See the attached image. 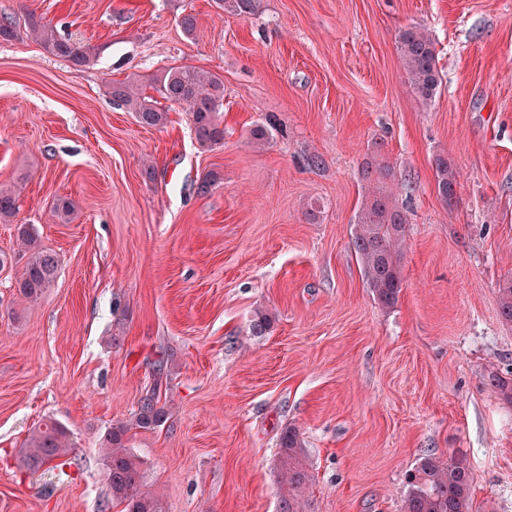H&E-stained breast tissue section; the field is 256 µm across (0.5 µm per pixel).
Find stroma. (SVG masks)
Listing matches in <instances>:
<instances>
[{"mask_svg":"<svg viewBox=\"0 0 512 512\" xmlns=\"http://www.w3.org/2000/svg\"><path fill=\"white\" fill-rule=\"evenodd\" d=\"M31 11L100 53L77 70L0 42V188L19 205L0 222V512H120L101 438L161 359L169 419L129 446L163 512H279L289 427L310 512H401L428 456L465 460L471 512H512V404L490 382L512 378V0H260L247 18L213 0H0V15ZM412 25L442 73L428 104L397 50ZM181 65L224 79L213 149L184 107L144 127L112 96ZM258 123L275 127L262 146ZM373 159L408 218L390 308L352 248ZM22 224L59 260L33 305L15 291ZM259 309L271 327L255 336ZM48 419L72 446L33 472L20 451ZM435 169L437 193L445 203L450 204L456 197V176L451 164L448 163L447 156L441 154L436 156Z\"/></svg>","mask_w":512,"mask_h":512,"instance_id":"1","label":"stroma"}]
</instances>
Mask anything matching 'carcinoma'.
<instances>
[{
  "label": "carcinoma",
  "mask_w": 512,
  "mask_h": 512,
  "mask_svg": "<svg viewBox=\"0 0 512 512\" xmlns=\"http://www.w3.org/2000/svg\"><path fill=\"white\" fill-rule=\"evenodd\" d=\"M216 8L248 18L259 9V0H214ZM33 36L43 49L68 61L74 68L90 65L98 48L60 35L42 16L33 12L23 21L0 18V41H13ZM400 58L410 85L425 104L432 101L442 83L437 67L434 40L425 30L411 26L400 32ZM156 96H143L132 83L112 87V97L132 112L137 122L147 127H162L167 122L166 110L158 107V99L182 105L190 116L195 139L203 150H210L224 141V80L216 73L193 66L168 67L150 78ZM436 190L447 204L455 199L456 176L448 157L435 158ZM391 171L386 165L369 164L362 169V178L372 184L369 197L360 210L353 239V249L361 265L362 277L376 300L384 307L393 306L401 292L402 277L397 246L405 234V211L393 204L386 180ZM18 209L17 196L10 189L0 188V220L13 217ZM18 239L29 252L25 269L16 281L19 299L36 302L54 282L58 258L37 244L33 226H18ZM502 319L512 322V278L499 288ZM163 365L155 369L153 384L140 400L132 418L110 427L103 434L101 448L106 461L107 480L112 499L123 506L121 512H162L159 496L146 489L140 459L128 446L127 435L133 430L152 431L167 420L168 408L162 402ZM280 512H305L304 494L310 481L304 440L294 427L285 429L279 441ZM70 449L66 428L47 421L33 430L22 449L24 466L37 471ZM471 472L459 458L446 461L433 457L423 459L408 474V491L403 512H470Z\"/></svg>",
  "instance_id": "carcinoma-1"
}]
</instances>
